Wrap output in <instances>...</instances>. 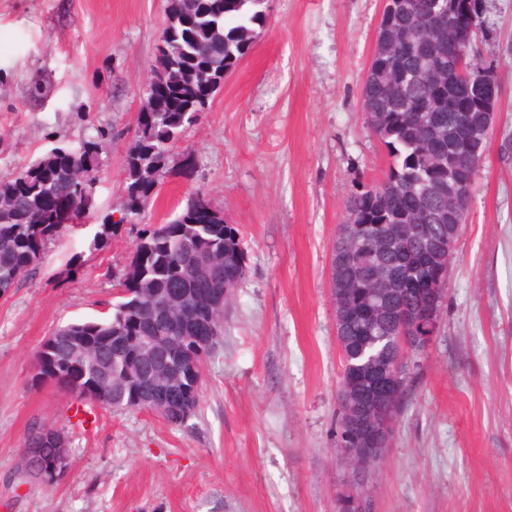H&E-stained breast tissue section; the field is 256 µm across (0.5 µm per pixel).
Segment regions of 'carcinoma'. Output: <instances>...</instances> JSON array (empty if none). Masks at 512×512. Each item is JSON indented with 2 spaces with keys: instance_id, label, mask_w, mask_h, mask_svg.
<instances>
[{
  "instance_id": "obj_1",
  "label": "carcinoma",
  "mask_w": 512,
  "mask_h": 512,
  "mask_svg": "<svg viewBox=\"0 0 512 512\" xmlns=\"http://www.w3.org/2000/svg\"><path fill=\"white\" fill-rule=\"evenodd\" d=\"M270 0H171L164 47L153 72L165 78L163 92L154 103L153 129L136 136L125 163L126 200L146 192L145 183L162 177L177 141L214 95V78L235 68L266 20ZM383 14L391 24L378 27L376 43L403 45L392 55H375L369 66L363 94L367 125L387 151L388 166L382 177L354 193L339 225L333 253L336 288H360L361 268L391 267L403 271L404 292L392 297L396 320L412 313L418 294L430 293L434 268L423 251L431 240L448 237V176L466 180L463 192L473 194L478 167L455 140L454 132L468 125L471 105L454 87L455 64L448 54L433 56L432 69L424 72L431 41L451 35L461 22L448 0H388ZM112 134L102 131L76 148L57 147L32 165L0 176V292L9 293L31 275L43 258L48 240L57 234L62 218L80 221L86 214L78 200L92 196V172ZM204 203L183 209L159 228H144L138 235L130 264L122 278L132 298L143 297L142 308L131 309L130 299L111 303L112 312L97 321H78V336L67 330L49 336L56 352L46 375L49 382L72 398L83 401L81 388L95 387L110 395L107 407L123 409L127 396L113 391L112 379L140 364L152 369L161 364L181 369L191 351L193 337L203 336L215 349L224 324L213 332L200 329L207 300L174 304L167 316L152 326L155 336L185 339L183 348L166 361L153 358V349L134 352L114 345L113 329L123 327L139 336L143 318L159 291L176 292L191 287L180 270L202 251L215 252L209 275L237 288L249 273L248 254L239 228L211 214V200L197 190ZM390 320L376 323L356 320L344 330L343 356L350 363L368 359L394 362L403 355L396 338L387 335ZM373 335L379 343L358 358L356 338Z\"/></svg>"
}]
</instances>
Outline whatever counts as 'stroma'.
<instances>
[{"label": "stroma", "mask_w": 512, "mask_h": 512, "mask_svg": "<svg viewBox=\"0 0 512 512\" xmlns=\"http://www.w3.org/2000/svg\"><path fill=\"white\" fill-rule=\"evenodd\" d=\"M475 46L498 76L493 133L448 264L439 330L412 359L386 457L365 479L372 512H512V0H484ZM384 0H271L250 53L173 151L142 221L164 223L196 190L237 225L249 274L224 310L182 426L32 386L42 340L95 320L129 264L118 213L142 90L167 0H0V175L111 131L93 207L47 242L38 269L0 297V512H338L354 483L337 454L329 264L345 202L386 152L362 112ZM70 442L72 467L29 477L30 423Z\"/></svg>", "instance_id": "1"}]
</instances>
